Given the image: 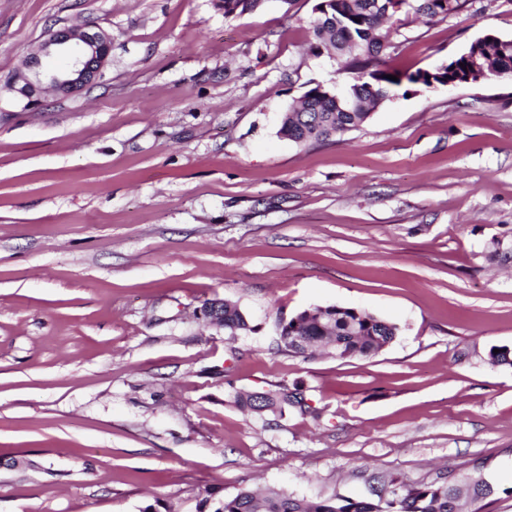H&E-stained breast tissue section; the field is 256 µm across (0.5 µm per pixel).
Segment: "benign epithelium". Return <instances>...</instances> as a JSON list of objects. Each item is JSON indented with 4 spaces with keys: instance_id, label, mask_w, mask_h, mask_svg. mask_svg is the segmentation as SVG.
<instances>
[{
    "instance_id": "7a95c632",
    "label": "benign epithelium",
    "mask_w": 512,
    "mask_h": 512,
    "mask_svg": "<svg viewBox=\"0 0 512 512\" xmlns=\"http://www.w3.org/2000/svg\"><path fill=\"white\" fill-rule=\"evenodd\" d=\"M111 52L112 39L102 31L78 26L51 31L41 43L39 54L31 58L28 72L17 77L20 86L16 91L28 107L40 104L35 95L44 84L62 95L77 92L96 79ZM43 56L65 58L66 74L60 78L43 68Z\"/></svg>"
}]
</instances>
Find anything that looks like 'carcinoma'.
Returning <instances> with one entry per match:
<instances>
[{
  "label": "carcinoma",
  "mask_w": 512,
  "mask_h": 512,
  "mask_svg": "<svg viewBox=\"0 0 512 512\" xmlns=\"http://www.w3.org/2000/svg\"><path fill=\"white\" fill-rule=\"evenodd\" d=\"M261 0H221L224 15L241 16L255 11ZM465 0H409L407 11L434 19L446 17L464 7ZM312 22L314 51L327 48L340 69L354 74L353 81L342 94L326 96L313 87L294 105L288 107L279 133L295 143L328 140L357 127L370 116V111L384 102L402 85L430 86L429 75L446 76L436 67L432 71L402 72L386 67L379 55L387 33L384 24L396 16L387 9L385 0H321ZM478 63L489 78L512 76V39L495 42L480 39L456 56V63L468 67ZM393 75L397 80L388 79ZM218 303L222 311L220 326L231 336L240 332L254 333L241 309L224 300ZM396 324L351 307L326 306L302 311L279 323V336L284 346L294 354L305 355L312 348L332 345L340 358H368L388 346L398 336ZM236 402L255 413L265 410L281 414L285 407L303 405L301 389L282 388L263 393L262 405L254 394L239 395ZM468 485L472 500H482L493 493L492 486L479 474L467 476L461 482L447 478L432 483L412 485L397 476L376 480L373 498L355 501L335 497L312 500L292 493L244 488L231 497L218 496L214 487L201 493L198 512H460L459 484Z\"/></svg>",
  "instance_id": "obj_1"
}]
</instances>
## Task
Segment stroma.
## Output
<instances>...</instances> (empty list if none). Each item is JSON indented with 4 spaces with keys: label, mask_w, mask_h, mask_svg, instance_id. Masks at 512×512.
<instances>
[{
    "label": "stroma",
    "mask_w": 512,
    "mask_h": 512,
    "mask_svg": "<svg viewBox=\"0 0 512 512\" xmlns=\"http://www.w3.org/2000/svg\"><path fill=\"white\" fill-rule=\"evenodd\" d=\"M0 0V512H197L207 486L367 497L480 468L512 512V77L395 91L332 141L278 129L316 85L317 0ZM105 31L94 84L18 104L49 32ZM512 0L396 15L382 56L430 69ZM257 325L225 335L206 301ZM396 323L369 358L294 355L319 306ZM302 384L315 416L239 391Z\"/></svg>",
    "instance_id": "35a3bbf8"
}]
</instances>
